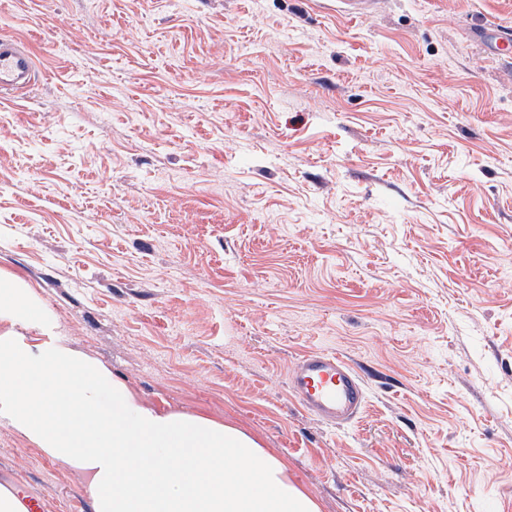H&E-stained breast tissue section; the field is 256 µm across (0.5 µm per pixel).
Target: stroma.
Instances as JSON below:
<instances>
[{
  "label": "stroma",
  "instance_id": "35a3bbf8",
  "mask_svg": "<svg viewBox=\"0 0 512 512\" xmlns=\"http://www.w3.org/2000/svg\"><path fill=\"white\" fill-rule=\"evenodd\" d=\"M512 0H0V273L147 404L258 434L321 512H512ZM361 373L332 426L312 350ZM93 512L0 421V482ZM35 77V60L24 42L0 39V97L28 91ZM288 387L307 413L334 426L356 419L366 402L359 373L342 357L325 350L301 355L289 373Z\"/></svg>",
  "mask_w": 512,
  "mask_h": 512
}]
</instances>
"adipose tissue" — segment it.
<instances>
[{"mask_svg": "<svg viewBox=\"0 0 512 512\" xmlns=\"http://www.w3.org/2000/svg\"><path fill=\"white\" fill-rule=\"evenodd\" d=\"M0 421L77 472L94 512H320L252 432L142 403L16 275H0Z\"/></svg>", "mask_w": 512, "mask_h": 512, "instance_id": "ef3b65f1", "label": "adipose tissue"}]
</instances>
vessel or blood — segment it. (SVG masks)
I'll return each mask as SVG.
<instances>
[{"mask_svg": "<svg viewBox=\"0 0 512 512\" xmlns=\"http://www.w3.org/2000/svg\"><path fill=\"white\" fill-rule=\"evenodd\" d=\"M35 77V60L24 42L0 39V97L28 91ZM288 387L307 413L334 426L356 419L366 402L359 373L325 350L301 355L288 376Z\"/></svg>", "mask_w": 512, "mask_h": 512, "instance_id": "vessel-or-blood-1", "label": "vessel or blood"}]
</instances>
